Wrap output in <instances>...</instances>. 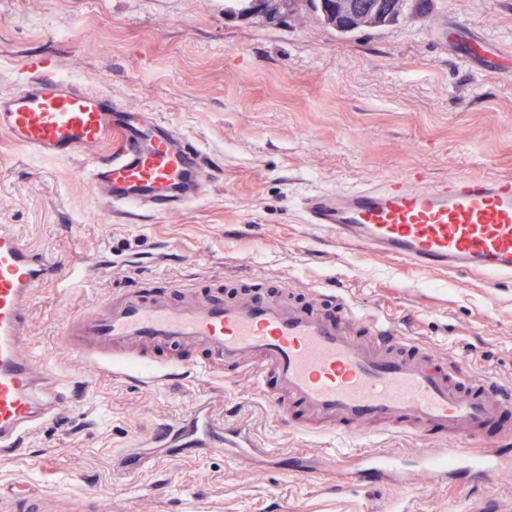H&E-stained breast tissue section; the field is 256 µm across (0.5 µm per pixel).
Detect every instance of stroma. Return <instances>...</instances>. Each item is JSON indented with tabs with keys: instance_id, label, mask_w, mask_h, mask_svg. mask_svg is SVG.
<instances>
[{
	"instance_id": "1",
	"label": "stroma",
	"mask_w": 512,
	"mask_h": 512,
	"mask_svg": "<svg viewBox=\"0 0 512 512\" xmlns=\"http://www.w3.org/2000/svg\"><path fill=\"white\" fill-rule=\"evenodd\" d=\"M512 47V0H425L398 24L343 36L283 0L275 20L229 0H0V97L30 56L133 111L159 114L223 170L180 209L107 221L88 158L43 159L0 135V224L50 256L112 259L79 288L47 286L31 312L27 354L64 383L58 416L16 455H0V512H504L512 464L409 486L336 490L335 456L399 452L416 467L432 438L388 431L357 442L300 435L257 381L181 370L155 387L98 371L56 338L74 316L121 291L227 278L332 288L379 310L408 336L468 370L512 384V280L420 274L392 257L337 246L305 223L301 197L406 172L433 179L512 172V88L495 47ZM207 405L245 430L263 458L213 450L130 455L159 423Z\"/></svg>"
}]
</instances>
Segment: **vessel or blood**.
I'll return each mask as SVG.
<instances>
[{"mask_svg": "<svg viewBox=\"0 0 512 512\" xmlns=\"http://www.w3.org/2000/svg\"><path fill=\"white\" fill-rule=\"evenodd\" d=\"M27 78L0 98V132L37 155L70 160L102 148L89 171L112 218L147 210L163 214L200 198L221 173L207 153L151 112L135 113L107 95L57 75L41 58L26 60ZM306 223L337 242L393 257L419 273H471L495 282L512 279V176L462 175L429 181L398 175L352 188L320 190L300 199ZM82 263L66 276L42 250L0 224V452L19 451L26 437L56 417L59 374L23 356L29 313L38 288H70L102 272ZM297 301L259 288L227 296L176 287L130 290L75 317L64 346L101 369L137 366L154 386L184 368L180 350H200L192 366L251 370L273 380L268 397L309 433L350 438L390 429L441 440L425 453L427 475L465 463L471 477L495 474L512 455V390L487 376L464 374L455 360H438L390 321L358 311L345 297L323 299L307 288ZM172 351L168 360L154 350ZM497 445L477 451L487 427ZM168 456L187 448H219L241 461L255 452L245 432L213 423L207 406L172 419L148 441ZM395 452L368 453L355 473L383 480L398 465Z\"/></svg>", "mask_w": 512, "mask_h": 512, "instance_id": "vessel-or-blood-1", "label": "vessel or blood"}]
</instances>
